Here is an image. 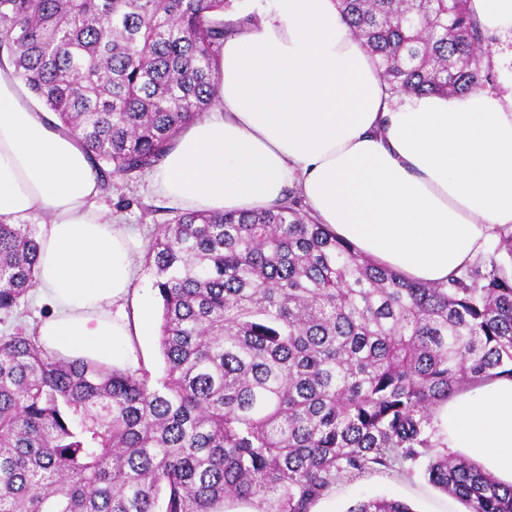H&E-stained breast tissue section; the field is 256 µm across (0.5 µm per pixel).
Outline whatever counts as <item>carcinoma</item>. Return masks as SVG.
<instances>
[{
	"label": "carcinoma",
	"instance_id": "cac0c4a2",
	"mask_svg": "<svg viewBox=\"0 0 512 512\" xmlns=\"http://www.w3.org/2000/svg\"><path fill=\"white\" fill-rule=\"evenodd\" d=\"M232 0H0V60L77 136L105 192L154 171L216 104ZM391 95L463 98L490 79L468 0H337ZM34 224L0 223V311L38 286ZM165 372L61 358L0 334V512H310L378 467L466 512L512 484L437 451V407L512 378V233L442 284L359 255L294 196L179 212L147 252ZM348 512H413L358 500Z\"/></svg>",
	"mask_w": 512,
	"mask_h": 512
}]
</instances>
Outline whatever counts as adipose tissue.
Returning <instances> with one entry per match:
<instances>
[{
  "label": "adipose tissue",
  "mask_w": 512,
  "mask_h": 512,
  "mask_svg": "<svg viewBox=\"0 0 512 512\" xmlns=\"http://www.w3.org/2000/svg\"><path fill=\"white\" fill-rule=\"evenodd\" d=\"M218 59L217 102L173 142L151 187L182 210L249 211L295 187L366 258L444 283L512 228V88L390 96L336 0H266ZM512 43V0H469ZM92 163L0 64V220L43 218L37 333L67 359L111 364L137 321L114 313L135 279L132 232L104 219ZM442 444L512 484V379L438 407Z\"/></svg>",
  "instance_id": "1"
}]
</instances>
